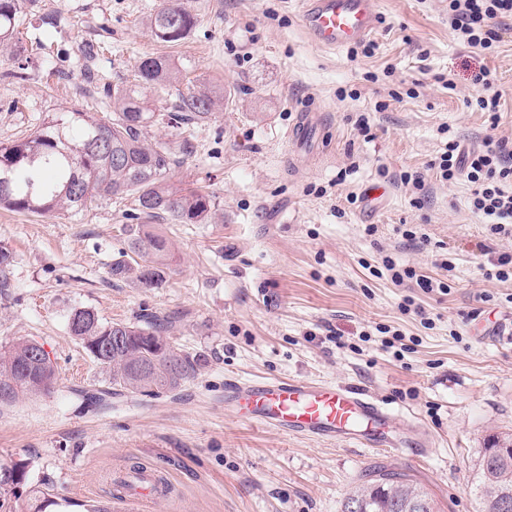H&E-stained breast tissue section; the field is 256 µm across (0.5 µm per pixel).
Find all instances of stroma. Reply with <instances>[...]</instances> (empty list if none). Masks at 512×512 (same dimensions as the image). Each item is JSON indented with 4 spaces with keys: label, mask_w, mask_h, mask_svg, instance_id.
Listing matches in <instances>:
<instances>
[{
    "label": "stroma",
    "mask_w": 512,
    "mask_h": 512,
    "mask_svg": "<svg viewBox=\"0 0 512 512\" xmlns=\"http://www.w3.org/2000/svg\"><path fill=\"white\" fill-rule=\"evenodd\" d=\"M179 2L198 22L170 44L146 25L163 0H28L15 60L31 65L19 79L15 60L0 57L4 144L68 111L110 119L103 85L129 80L148 55L188 65L180 92L236 89L192 128L193 149L171 173L215 196L214 220L150 226L172 250L161 286L110 274L127 249L131 201L43 216L0 209V243L16 255L0 348L34 340L56 364L50 394L0 403V461L25 462L27 487L49 483L63 512L111 505L113 479L134 465L173 487L151 512H341L379 469L409 475L441 512H476L482 450L512 434V342L502 339L512 281L484 276L491 253L512 254V238L492 237L472 211L466 175L440 182L432 163L451 137L470 151L512 149V18L497 19L496 43L480 50L450 30L448 0H377L367 56L359 44L312 43L297 0ZM39 41L51 53L32 56ZM483 68L497 76L495 112L476 104ZM304 112L317 131L297 146L289 131ZM414 171L424 191L402 184ZM375 183L388 194L370 209L362 195ZM388 256L447 292L375 276ZM79 308L106 321L180 312L179 343L208 364L175 392L88 404L76 388L109 387L110 373L68 332ZM386 328L402 334V357L382 347ZM260 379L369 391L393 411L396 445L283 434L225 410L226 382Z\"/></svg>",
    "instance_id": "stroma-1"
}]
</instances>
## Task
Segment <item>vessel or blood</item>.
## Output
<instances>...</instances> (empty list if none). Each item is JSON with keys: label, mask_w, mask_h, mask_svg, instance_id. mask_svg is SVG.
<instances>
[{"label": "vessel or blood", "mask_w": 512, "mask_h": 512, "mask_svg": "<svg viewBox=\"0 0 512 512\" xmlns=\"http://www.w3.org/2000/svg\"><path fill=\"white\" fill-rule=\"evenodd\" d=\"M300 5L309 38L324 48L363 41L378 26L375 0H300ZM224 405L284 434L369 444L391 420L388 407L371 394L290 379L229 382ZM132 486L141 507L160 490L157 476L148 470L136 473Z\"/></svg>", "instance_id": "vessel-or-blood-1"}]
</instances>
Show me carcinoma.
Returning a JSON list of instances; mask_svg holds the SVG:
<instances>
[{
  "label": "carcinoma",
  "instance_id": "carcinoma-1",
  "mask_svg": "<svg viewBox=\"0 0 512 512\" xmlns=\"http://www.w3.org/2000/svg\"><path fill=\"white\" fill-rule=\"evenodd\" d=\"M25 0H0V56L13 55L19 43L18 18ZM197 17L177 3L162 5L147 25L166 43L185 39ZM178 66L167 59L139 61L134 81L109 85L105 97L112 118L104 121L89 112H69L43 124L33 136L0 145V207L43 215L82 211L104 200L133 198L138 215L146 219L169 215L184 224H207L216 212L215 197L175 186L171 170L181 164L179 151L152 129L186 133L224 105V96L203 87L180 94L168 112H158L151 93L179 81ZM128 250L142 259L131 265L112 263L117 278L135 275L144 288H157L169 270L170 248L165 238L142 228H128ZM14 252L0 245V289L10 287L8 275ZM179 322L175 313L143 314L132 320L104 322L89 308L74 310L68 320L71 336L112 377V394L144 397L173 392L195 378L206 365L204 355L186 351L172 336ZM36 345L19 341L0 352V400L49 392L56 381L54 362L46 358L29 366ZM478 512H512V450L499 440L483 449L470 488ZM59 502L42 489L29 491V512H52ZM341 512H437L432 497L406 475L379 472L370 476L342 502Z\"/></svg>",
  "mask_w": 512,
  "mask_h": 512
}]
</instances>
